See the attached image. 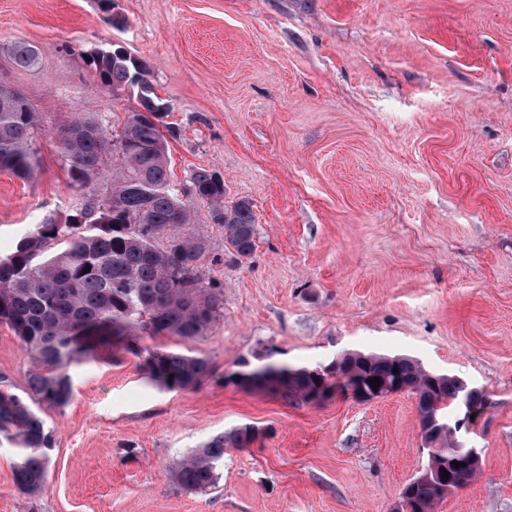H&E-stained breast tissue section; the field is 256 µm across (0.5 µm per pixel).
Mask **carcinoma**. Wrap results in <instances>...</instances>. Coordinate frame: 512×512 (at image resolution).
<instances>
[{
    "mask_svg": "<svg viewBox=\"0 0 512 512\" xmlns=\"http://www.w3.org/2000/svg\"><path fill=\"white\" fill-rule=\"evenodd\" d=\"M10 55L21 68L37 59L34 47L23 42L14 44ZM89 66L112 89L133 87L140 77L143 111L128 113L114 132L82 115L59 126L70 186L90 190L91 199L66 224L47 219L35 225L0 260V323L24 344L32 363L26 396L0 390V444L13 447L14 480L28 496L43 493L47 486L53 439L41 410L70 400V366L96 360L95 351L110 344L113 352L137 358L143 378L160 389L193 388L213 375L208 358L151 349L140 345V339L195 340L224 316V290L200 271L199 261L212 252L208 227L192 224L190 205L170 187L167 145L160 130L164 113L153 110L159 96L147 66L118 53L92 55ZM39 124L32 104L22 107L0 95V170L21 178L31 173ZM189 195L220 215L224 253L250 260L257 234L250 203L242 200L226 208L224 181L207 170L192 175ZM61 243L64 248L53 251ZM375 377L380 387L396 382L417 396L422 436L437 452L427 469L447 466V484L456 489L472 480L478 468L448 466L463 449L446 425L464 399L484 409V394L407 356L348 353L314 369L268 361L249 372H233L225 382L264 386L275 378L274 388L286 400L307 404L308 394L319 389L331 393L346 379L366 383ZM256 437L250 425L211 437L178 461L176 483L187 490L215 486L224 448L247 447ZM441 487L435 477H426L410 481L401 495L413 512H435L447 496Z\"/></svg>",
    "mask_w": 512,
    "mask_h": 512,
    "instance_id": "1",
    "label": "carcinoma"
}]
</instances>
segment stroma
I'll use <instances>...</instances> for the list:
<instances>
[{"label": "stroma", "instance_id": "stroma-1", "mask_svg": "<svg viewBox=\"0 0 512 512\" xmlns=\"http://www.w3.org/2000/svg\"><path fill=\"white\" fill-rule=\"evenodd\" d=\"M18 42L37 51L19 69ZM118 46L169 106L170 180L224 178L246 200L251 260L202 271L224 286L207 336L144 345L207 357L212 377L162 391L136 359L71 371L44 411L47 488L22 494L0 448V512H392L428 462L416 397L337 395L295 405L224 383L241 360L329 364L404 355L464 379L487 405L465 446L481 470L436 512H512V0H0V82L40 114L35 174L0 171V254L87 192L69 184L58 125L92 112L115 130L138 110L86 60ZM30 359L0 323V379L26 389ZM262 432L224 451L215 487L172 469L210 437Z\"/></svg>", "mask_w": 512, "mask_h": 512}]
</instances>
